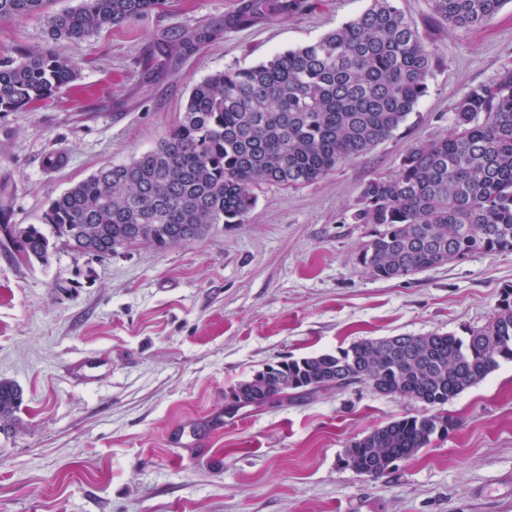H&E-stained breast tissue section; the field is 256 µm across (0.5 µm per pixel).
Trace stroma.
I'll return each instance as SVG.
<instances>
[{
  "label": "stroma",
  "mask_w": 512,
  "mask_h": 512,
  "mask_svg": "<svg viewBox=\"0 0 512 512\" xmlns=\"http://www.w3.org/2000/svg\"><path fill=\"white\" fill-rule=\"evenodd\" d=\"M237 3L166 0L57 43L43 17L1 19L0 51L53 45L81 65L53 99L0 113L12 223H39L72 185L154 149L209 74L315 41L369 0H303L225 25ZM397 5L436 58L425 97L370 152L310 184L262 185L244 223L164 251L60 249L26 266L0 246V379L23 390L16 431L0 433V512H512V361L448 402L446 438L374 480L340 466L345 448L422 403L357 383L224 413L225 390L268 365L363 338L461 336L512 288V252L392 280L357 262L371 227L349 216L365 184L410 146L451 134L468 89L512 66V0L467 31L437 23L430 0ZM201 29L213 39L159 52ZM51 155L60 166L46 167ZM205 424V451L168 447L171 432Z\"/></svg>",
  "instance_id": "stroma-1"
}]
</instances>
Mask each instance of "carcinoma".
Segmentation results:
<instances>
[{"mask_svg":"<svg viewBox=\"0 0 512 512\" xmlns=\"http://www.w3.org/2000/svg\"><path fill=\"white\" fill-rule=\"evenodd\" d=\"M512 0H431L434 17L456 29L489 23ZM302 0H239L234 26L282 16ZM50 0H0V19L46 12ZM164 0H82L48 17L52 39L78 40L136 19ZM435 48L395 0L365 11L318 40L249 68L217 71L194 84L180 117L152 150L102 168L51 200L41 224L8 220L0 185V230L14 259L46 264L59 247L110 256L145 243L159 251L241 224L263 184L321 178L390 137L427 93ZM78 64L52 49L0 57V112L41 104L74 82ZM354 224L371 232L358 262L375 278L399 279L474 253L512 252V68L470 88L449 137L409 147L397 169L368 182ZM512 361V288L489 321L425 336L360 339L334 352L289 359L230 388L242 406L284 394L366 383L424 404V413L373 429L345 450V467L378 478L391 458L412 459L453 421L444 406ZM22 390L0 380V432L16 425Z\"/></svg>","mask_w":512,"mask_h":512,"instance_id":"cac0c4a2","label":"carcinoma"}]
</instances>
